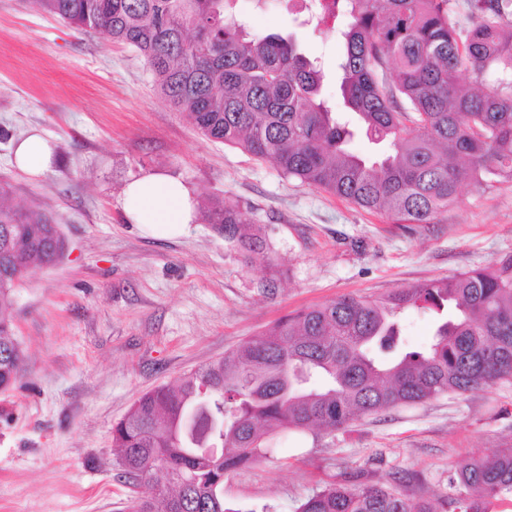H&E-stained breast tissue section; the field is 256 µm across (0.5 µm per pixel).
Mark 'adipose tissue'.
I'll use <instances>...</instances> for the list:
<instances>
[{
	"mask_svg": "<svg viewBox=\"0 0 512 512\" xmlns=\"http://www.w3.org/2000/svg\"><path fill=\"white\" fill-rule=\"evenodd\" d=\"M14 165L39 176L53 165L52 146L39 132H32L14 150ZM123 210L129 223L150 236L173 237L186 233L196 219V201L190 189L169 176L148 173L126 184Z\"/></svg>",
	"mask_w": 512,
	"mask_h": 512,
	"instance_id": "ef3b65f1",
	"label": "adipose tissue"
}]
</instances>
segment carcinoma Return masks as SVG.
<instances>
[{"mask_svg": "<svg viewBox=\"0 0 512 512\" xmlns=\"http://www.w3.org/2000/svg\"><path fill=\"white\" fill-rule=\"evenodd\" d=\"M232 0H36L79 30H103L138 52L163 98L202 136L272 162L398 224H428L463 182L512 180V0H331L316 24L342 17L338 64L346 112L322 98L324 72L290 35H258ZM365 135L381 150L351 149ZM0 179V390L21 377L14 290L33 266L59 260L52 216L5 205ZM205 221L244 259L268 253L252 211L217 199ZM435 314L430 343L401 345V314ZM512 382V255L379 299L344 295L289 315L174 385L139 397L112 427L118 479L154 490L131 512H242L224 502V474L267 454L279 431L336 430L392 407ZM224 419L197 446L195 420ZM442 512H489L512 500V448L450 472ZM296 512H437L385 484L331 482Z\"/></svg>", "mask_w": 512, "mask_h": 512, "instance_id": "cac0c4a2", "label": "carcinoma"}]
</instances>
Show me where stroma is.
<instances>
[{"label": "stroma", "instance_id": "obj_1", "mask_svg": "<svg viewBox=\"0 0 512 512\" xmlns=\"http://www.w3.org/2000/svg\"><path fill=\"white\" fill-rule=\"evenodd\" d=\"M253 32H290L321 62L334 109V31L298 25L302 0H236ZM41 129L51 172L9 162ZM0 179L13 204L52 215L65 257L28 270L12 320L24 373L0 392V512H129L147 487L118 482L112 427L143 393L174 383L296 310L343 294L380 297L512 254V183L463 185L429 224H397L281 176L268 161L204 139L158 93L143 58L102 30L81 31L32 0H0ZM147 173L173 176L198 202L252 208L268 259L244 262L196 220L154 238L127 222L121 192ZM512 447V384L364 417L348 428L283 431L263 458L228 471L224 497L295 512L329 482L386 483L411 500L451 495L448 473Z\"/></svg>", "mask_w": 512, "mask_h": 512}]
</instances>
